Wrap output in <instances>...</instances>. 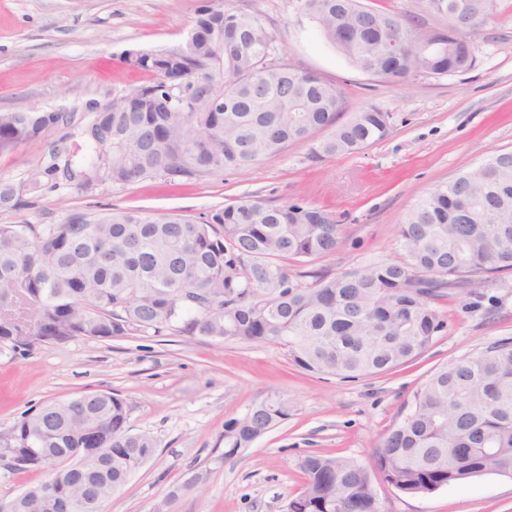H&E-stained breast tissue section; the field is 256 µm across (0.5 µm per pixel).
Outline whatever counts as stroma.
Here are the masks:
<instances>
[{"label":"stroma","instance_id":"1","mask_svg":"<svg viewBox=\"0 0 512 512\" xmlns=\"http://www.w3.org/2000/svg\"><path fill=\"white\" fill-rule=\"evenodd\" d=\"M202 3L0 0V110L37 106L71 117L69 125L0 152V179L25 188L19 208L0 211V224H55L73 210L133 208L198 220L240 198L271 205L300 200L332 212L342 239L335 254L297 269L335 274L398 258V226L419 196L489 151L512 149V0H502L501 18L474 37L470 70L444 78L420 74L400 84L353 68L296 0H228L275 34V60L339 86L346 112L373 103L392 113L390 134L360 152L320 161L310 159L309 144L295 143L248 169L202 178L28 189L54 147L77 161L90 155L79 131L94 118L91 104L111 103L147 83L124 54L177 46ZM438 309L448 329L416 361L354 381L306 373L274 344L75 336L25 350L0 346V432L42 405L109 391L128 403L133 431L149 433L157 448L103 512H153L194 467L209 469V480L184 492L171 512H285L302 487L304 456L369 464L434 370L512 338V273L476 290H450ZM274 395L288 399V419L234 462H220L225 424ZM372 487L384 512H512L507 476L483 475L419 496L378 477Z\"/></svg>","mask_w":512,"mask_h":512}]
</instances>
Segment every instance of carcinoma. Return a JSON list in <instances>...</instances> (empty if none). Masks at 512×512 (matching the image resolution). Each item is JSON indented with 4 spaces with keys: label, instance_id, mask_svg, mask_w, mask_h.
Returning <instances> with one entry per match:
<instances>
[{
    "label": "carcinoma",
    "instance_id": "cac0c4a2",
    "mask_svg": "<svg viewBox=\"0 0 512 512\" xmlns=\"http://www.w3.org/2000/svg\"><path fill=\"white\" fill-rule=\"evenodd\" d=\"M324 40L357 70L403 82L471 69L468 44L441 27L426 31L408 17L361 0H297ZM501 0H424L426 10L458 18L475 35L500 13ZM194 38L172 60L139 61L150 81L130 92L146 108L118 98L94 121L112 128L77 166L59 148L43 174L89 187L146 178L204 177L246 169L290 144L323 137L311 158L357 153L385 138L392 114L365 105L339 121L342 90L312 72L270 59L274 34L254 15L201 6ZM398 38L403 52L386 56ZM209 80L187 112L154 108L169 99L155 74ZM70 122L63 112H0V152ZM23 188L0 179V210L15 209ZM341 242L336 218L302 201L269 205L239 200L198 222L142 209L70 212L56 224H0V345L27 346L30 336L60 342L75 336H195L277 344L299 369L340 379L392 370L422 354L447 323L434 303L446 289L477 288L512 272V150H494L475 166L419 197L399 225L402 260H381L334 275L292 272L288 260L330 255ZM311 282L304 283L302 279ZM291 413L274 395L224 427L227 463ZM126 401L110 392L82 394L27 413L7 431L37 434L48 455L62 448H102L96 479L76 486L71 470H49L28 487L15 512H46L43 484L85 495L103 512L146 453L156 448L132 431ZM290 512H382L371 487L379 474L397 491L425 495L473 476H512V341L435 371L417 389L402 421L375 448L371 466L345 456L310 454ZM199 470L169 492L207 480Z\"/></svg>",
    "mask_w": 512,
    "mask_h": 512
}]
</instances>
